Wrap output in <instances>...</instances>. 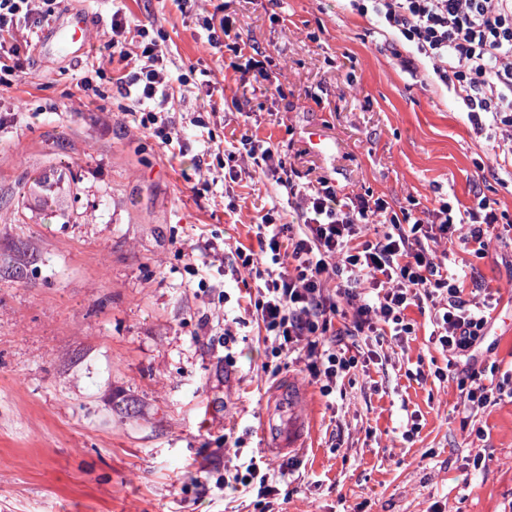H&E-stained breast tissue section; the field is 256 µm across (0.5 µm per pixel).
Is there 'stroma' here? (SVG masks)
<instances>
[{"label":"stroma","mask_w":512,"mask_h":512,"mask_svg":"<svg viewBox=\"0 0 512 512\" xmlns=\"http://www.w3.org/2000/svg\"><path fill=\"white\" fill-rule=\"evenodd\" d=\"M119 8L166 37L169 79L190 82L173 110L176 158L112 86L102 49ZM79 9L92 17L89 53L29 49L23 73L0 86V512H512V399L463 423L459 377H432L446 359L417 308L412 335L384 342L339 400L258 336L224 341L243 286L225 254L250 243L261 208L288 212L242 135L278 145L300 176L372 192L394 211L483 195L512 221V185L492 176L490 145L453 98L405 72L344 0L57 6ZM199 13L228 17L271 83L209 48ZM94 63L102 75L87 91L78 79ZM209 99L207 144L191 119ZM223 141L236 146L230 168L216 158ZM48 168L68 174L59 213L27 201ZM451 250L468 288L499 292L475 368L512 370V245L492 243L481 259ZM205 262L208 276L193 272ZM290 383L309 394L310 431L302 448L269 457L287 471L276 495L219 488L225 471L265 456L271 392Z\"/></svg>","instance_id":"obj_1"}]
</instances>
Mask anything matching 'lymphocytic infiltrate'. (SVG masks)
Listing matches in <instances>:
<instances>
[{"label":"lymphocytic infiltrate","instance_id":"obj_1","mask_svg":"<svg viewBox=\"0 0 512 512\" xmlns=\"http://www.w3.org/2000/svg\"><path fill=\"white\" fill-rule=\"evenodd\" d=\"M359 16L376 19L387 46L409 72L425 84L448 91L476 134L491 144L497 170L512 168V0H347ZM58 0H0V82L22 72L20 56L35 29L51 20ZM228 20L203 18L209 46L229 47L246 58L255 81L269 80L262 61L249 57V43L225 44ZM112 51L120 60L136 59L135 71L113 75L112 83L131 95L140 128L172 145L174 127L164 108L182 94L166 74L167 57L148 29H140L135 51H128L130 20L115 11ZM249 156L264 176L288 193L291 221L277 223L273 212L255 221V247L236 246L230 271L253 274L256 288L252 318L235 317L225 340L250 322L262 324L275 356L306 362L323 396L336 391L338 379L354 373L356 357L338 352L334 318L348 320V333L403 341L412 334L409 307H431L429 340L447 355L433 372L447 379L461 361L471 360L485 334L493 294L482 305L464 296V281L449 273L442 241L459 238L464 249L484 258L492 240L508 227L496 200L478 197L475 206L453 211L448 204L413 212L389 210L382 198L338 194L325 176L297 182L287 175L288 161L269 142L252 145ZM263 267H256V260ZM270 463L249 460L225 475V486L258 495L275 493Z\"/></svg>","mask_w":512,"mask_h":512}]
</instances>
